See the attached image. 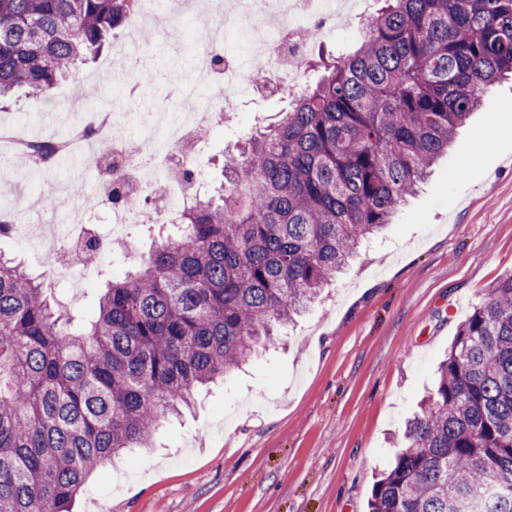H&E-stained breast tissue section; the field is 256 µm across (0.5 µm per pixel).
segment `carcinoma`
Listing matches in <instances>:
<instances>
[{"label":"carcinoma","instance_id":"obj_1","mask_svg":"<svg viewBox=\"0 0 512 512\" xmlns=\"http://www.w3.org/2000/svg\"><path fill=\"white\" fill-rule=\"evenodd\" d=\"M377 2L360 46L312 62L220 184L143 225L152 258L108 278L92 318L0 256V512H72L93 470L287 331L512 76V0ZM135 7L0 0V109L74 76ZM59 151L34 141L44 167ZM367 507L512 512V274L459 325Z\"/></svg>","mask_w":512,"mask_h":512}]
</instances>
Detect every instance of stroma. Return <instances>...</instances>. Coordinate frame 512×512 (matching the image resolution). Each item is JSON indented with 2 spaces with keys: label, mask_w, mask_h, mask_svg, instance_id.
Wrapping results in <instances>:
<instances>
[{
  "label": "stroma",
  "mask_w": 512,
  "mask_h": 512,
  "mask_svg": "<svg viewBox=\"0 0 512 512\" xmlns=\"http://www.w3.org/2000/svg\"><path fill=\"white\" fill-rule=\"evenodd\" d=\"M173 0H151L152 22L115 28L112 45L149 69L136 97L116 90L110 49L47 96L19 94L0 125L19 119L30 137L67 133L75 101L124 112L139 136L147 114L210 95L195 66L193 19L167 33ZM265 92L201 142L206 173L221 181L225 155L285 108ZM84 159L36 172L0 160L13 205L38 201L44 223L62 224L63 191L83 184ZM512 274V81L495 85L461 127L384 235L360 249L319 301L275 347L226 383L202 389L195 407L164 422L155 446L106 464L86 480L73 512H365L376 473L391 465L403 423L434 384L459 324L498 278Z\"/></svg>",
  "instance_id": "35a3bbf8"
}]
</instances>
